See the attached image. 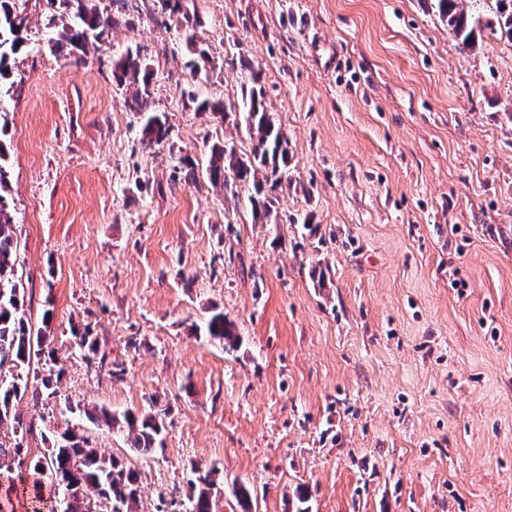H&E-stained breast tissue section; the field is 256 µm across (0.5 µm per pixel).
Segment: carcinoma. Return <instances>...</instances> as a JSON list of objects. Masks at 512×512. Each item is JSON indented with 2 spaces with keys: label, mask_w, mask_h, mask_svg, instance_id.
I'll list each match as a JSON object with an SVG mask.
<instances>
[{
  "label": "carcinoma",
  "mask_w": 512,
  "mask_h": 512,
  "mask_svg": "<svg viewBox=\"0 0 512 512\" xmlns=\"http://www.w3.org/2000/svg\"><path fill=\"white\" fill-rule=\"evenodd\" d=\"M77 17L83 23L80 28L65 26L59 33L56 47L82 49L89 34L102 35L112 28V19L103 17L84 0H73ZM494 25L500 32L512 38V0H495ZM442 18L460 44L470 47L475 43L476 22L460 8V0H438ZM24 19L13 11L11 0H0V78L9 75L11 56L22 44L21 31ZM241 70L247 73L250 88L244 92L238 111L243 114L246 127L253 140L252 156L242 159L235 148L216 145L211 150L208 178L213 185L224 189L233 186L252 185L248 196L255 217L268 218L273 200L264 193V185L256 180V169H271L272 186L281 183L278 173L288 165V142L280 129L275 127L263 101L262 90L257 88L260 73L248 60L240 61ZM112 77L118 85L133 88L136 101L144 102L151 96L153 71L140 55H127L113 63ZM147 144L159 145L169 136L167 122L159 115H149L142 128ZM8 151L0 140V428L9 427L13 433L30 431L24 426L21 412L14 401L22 398L27 390L22 371L30 369L32 362L43 363L44 390H52L61 381L63 367L58 365L55 349L50 347V320L43 318L44 328L33 332L24 317V288L16 273V241L13 218L3 192L7 184ZM207 334L214 340L233 345L238 340L234 323L216 312L207 323ZM74 344L82 357L92 366L103 365L106 355L101 351L98 337L90 328L73 334ZM84 413L91 419L127 431L130 447L142 454L156 449L158 437L164 429L163 418L151 412H127L122 416L105 408ZM44 451L24 463L28 449L17 442L6 446L0 441V482H24L32 480L33 486L42 484V478L67 489L75 490L50 503L38 495L33 512H134L139 497L140 475L121 460L105 457L89 445L87 439L76 431L63 432L46 438ZM216 482L205 473L198 476L187 497L190 512H215L214 486Z\"/></svg>",
  "instance_id": "carcinoma-1"
}]
</instances>
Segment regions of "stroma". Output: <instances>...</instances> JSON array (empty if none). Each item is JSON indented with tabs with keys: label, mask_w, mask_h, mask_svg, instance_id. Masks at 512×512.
I'll return each mask as SVG.
<instances>
[{
	"label": "stroma",
	"mask_w": 512,
	"mask_h": 512,
	"mask_svg": "<svg viewBox=\"0 0 512 512\" xmlns=\"http://www.w3.org/2000/svg\"><path fill=\"white\" fill-rule=\"evenodd\" d=\"M90 0L115 25L58 54L66 0H14L25 43L0 81L16 269L65 373L33 424L75 427L141 474L137 512H186L193 467L216 512H512V41L459 44L435 0ZM325 39L339 63L315 65ZM154 70L143 113L112 65ZM261 72L288 140L272 213L213 186L212 146L250 156L234 107ZM201 99L226 112H201ZM237 347L204 333L214 312ZM107 354L88 367L72 333ZM160 414L143 455L81 405ZM143 140L148 145L163 143L169 136L166 119L159 115H148L142 128Z\"/></svg>",
	"instance_id": "stroma-1"
}]
</instances>
